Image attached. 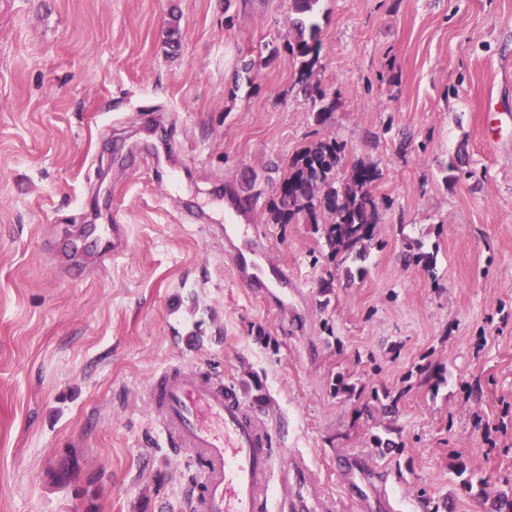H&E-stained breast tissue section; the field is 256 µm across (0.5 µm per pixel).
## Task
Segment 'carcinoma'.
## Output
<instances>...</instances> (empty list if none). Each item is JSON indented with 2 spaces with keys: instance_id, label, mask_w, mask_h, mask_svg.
Returning a JSON list of instances; mask_svg holds the SVG:
<instances>
[{
  "instance_id": "obj_1",
  "label": "carcinoma",
  "mask_w": 512,
  "mask_h": 512,
  "mask_svg": "<svg viewBox=\"0 0 512 512\" xmlns=\"http://www.w3.org/2000/svg\"><path fill=\"white\" fill-rule=\"evenodd\" d=\"M294 25L298 36L288 43V55L298 64V82L309 90L315 121L325 124L332 116L336 101L327 99L319 84L312 83L319 59L318 26L301 19ZM381 178V170L373 162L357 161L346 165L345 145L336 138L315 141L291 159L272 202V223L312 225L314 233L328 248L324 259L330 265L349 259L363 261L376 245L379 211L374 189ZM403 262L415 263L431 273L436 256L419 245L415 252L403 254ZM332 390L336 396L359 399L365 386L338 373ZM371 399L377 403V411L388 416L397 413L401 394L388 388H375Z\"/></svg>"
}]
</instances>
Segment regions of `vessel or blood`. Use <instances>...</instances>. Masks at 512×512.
<instances>
[{"instance_id":"vessel-or-blood-1","label":"vessel or blood","mask_w":512,"mask_h":512,"mask_svg":"<svg viewBox=\"0 0 512 512\" xmlns=\"http://www.w3.org/2000/svg\"><path fill=\"white\" fill-rule=\"evenodd\" d=\"M257 234L252 224L225 225V255L245 287L287 305L293 279L286 268L269 267L252 243ZM125 248L121 224H89L59 244L62 254L94 250L104 261ZM146 401L163 445L178 449L194 470L189 512H335V500L321 493L304 456L291 455L287 466H278L262 412L213 373L193 366L165 368L147 386ZM337 471L358 512H398V502L365 455H341Z\"/></svg>"}]
</instances>
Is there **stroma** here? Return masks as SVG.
Wrapping results in <instances>:
<instances>
[{
	"label": "stroma",
	"instance_id": "stroma-1",
	"mask_svg": "<svg viewBox=\"0 0 512 512\" xmlns=\"http://www.w3.org/2000/svg\"><path fill=\"white\" fill-rule=\"evenodd\" d=\"M292 20L290 0H0V512H185L193 473L145 399L174 363L223 373L338 512L346 452L402 512L512 496V127L485 108L512 101V0H319L324 125ZM328 136L383 176L379 243L325 307L322 241L269 207ZM242 198L297 279L288 308L200 220ZM84 224L125 225L126 252L55 272L51 243ZM417 242L434 274L403 263ZM339 372L401 390L398 413L357 415ZM299 34L294 43L288 42V55L298 64V82L309 90L312 99L313 115L318 124H326L336 106L335 100H328L326 94L320 89L318 83H312L314 68L319 59L318 26L310 20L308 25V37L306 38L307 26L300 19L293 23Z\"/></svg>",
	"mask_w": 512,
	"mask_h": 512
}]
</instances>
